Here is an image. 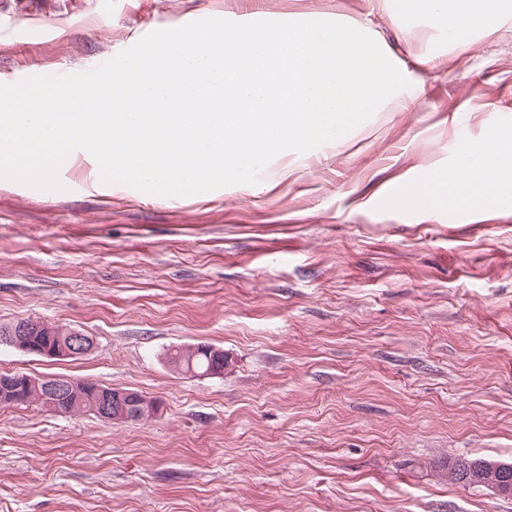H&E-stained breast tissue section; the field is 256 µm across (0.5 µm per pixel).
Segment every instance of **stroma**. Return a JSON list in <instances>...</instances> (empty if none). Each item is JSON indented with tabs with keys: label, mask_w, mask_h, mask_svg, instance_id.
Masks as SVG:
<instances>
[{
	"label": "stroma",
	"mask_w": 512,
	"mask_h": 512,
	"mask_svg": "<svg viewBox=\"0 0 512 512\" xmlns=\"http://www.w3.org/2000/svg\"><path fill=\"white\" fill-rule=\"evenodd\" d=\"M0 0V84L91 70L148 33L219 17L329 20L371 35L409 86L342 140L275 157L255 185L160 196L0 180V326L91 336L57 360L0 342V375L135 389L159 415L111 424L0 406V512H512L448 481L512 463V199L421 207L398 192L512 128V0L461 41L397 0ZM223 350V374L173 347ZM200 345L173 349L172 352L166 354L167 363L173 365L175 369L180 368L182 372L203 375L214 368H224V363L220 362L224 360V352L221 355L212 352L211 356L207 357V355L199 354Z\"/></svg>",
	"instance_id": "1"
}]
</instances>
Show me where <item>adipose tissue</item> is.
I'll use <instances>...</instances> for the list:
<instances>
[{"label":"adipose tissue","instance_id":"adipose-tissue-1","mask_svg":"<svg viewBox=\"0 0 512 512\" xmlns=\"http://www.w3.org/2000/svg\"><path fill=\"white\" fill-rule=\"evenodd\" d=\"M427 8L447 20L448 34L456 41L470 32L494 26L496 15L489 0H426ZM447 189L450 203L490 208L512 192V131L495 133L489 140L464 148L458 164L431 172L416 190L424 199Z\"/></svg>","mask_w":512,"mask_h":512}]
</instances>
